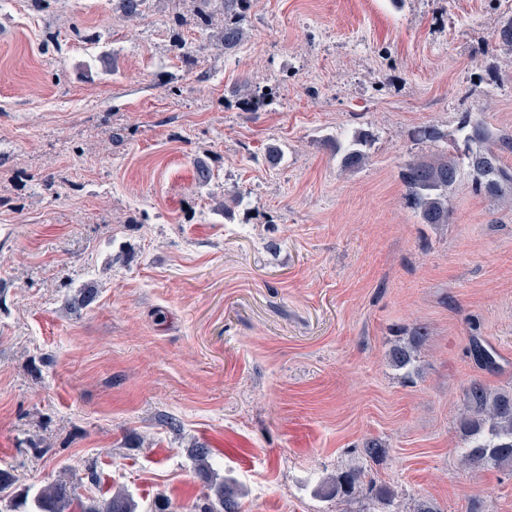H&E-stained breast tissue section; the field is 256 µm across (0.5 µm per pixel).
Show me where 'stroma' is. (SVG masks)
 <instances>
[{
    "label": "stroma",
    "mask_w": 512,
    "mask_h": 512,
    "mask_svg": "<svg viewBox=\"0 0 512 512\" xmlns=\"http://www.w3.org/2000/svg\"><path fill=\"white\" fill-rule=\"evenodd\" d=\"M194 8L147 0L133 25L112 0H0V470L31 497L66 476L192 512L203 444L241 512H512V470L464 464L459 430L471 380L512 389V207L464 168L449 222L425 224L401 179L464 153L463 113L512 130L492 40L511 7L252 0L229 55L173 27ZM245 80L273 105L244 111ZM357 130L367 160L346 170L334 147ZM419 325L410 384L388 352ZM353 467L391 497L321 494Z\"/></svg>",
    "instance_id": "obj_1"
}]
</instances>
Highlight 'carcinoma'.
Segmentation results:
<instances>
[{"instance_id": "cac0c4a2", "label": "carcinoma", "mask_w": 512, "mask_h": 512, "mask_svg": "<svg viewBox=\"0 0 512 512\" xmlns=\"http://www.w3.org/2000/svg\"><path fill=\"white\" fill-rule=\"evenodd\" d=\"M223 9L220 18L203 10L193 17L196 26L213 30L212 45L230 53L246 38L245 21L251 0H220ZM146 0H118L117 7L130 20L143 15ZM459 131L465 145L479 144V149H467L464 159L473 176L474 191L491 197H504L512 191V168L503 162V154H512V132H491L480 114L464 113ZM368 135L359 130L344 144L336 145L341 155V166L355 168L366 161L363 147ZM461 169L458 158L441 153L428 160L409 161L402 170L405 197L411 208L425 224H446L450 218L448 188L457 180ZM423 326H416L409 336L394 342L389 350L391 364L409 376L416 371V353L427 339ZM464 441L462 458L466 464L483 467H512V391H492L483 383L473 380L466 389V411L459 422ZM196 467L208 479L210 494L203 512H239L242 490L232 482L211 476V450L203 445L193 448ZM365 481L360 470L346 471L332 477L324 485L326 495L352 496L362 492ZM139 504L125 490L82 503L67 480H57L41 489L34 499L32 512H138Z\"/></svg>"}]
</instances>
